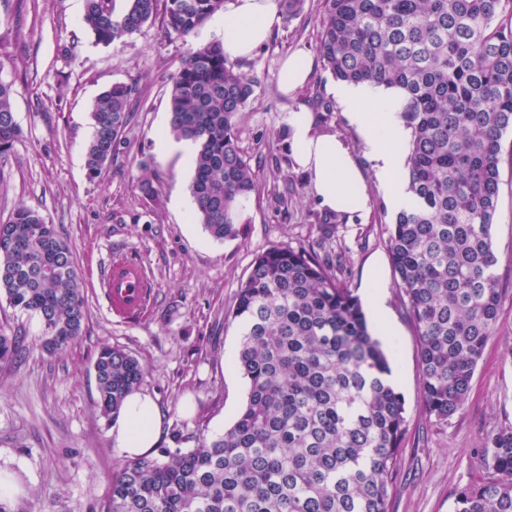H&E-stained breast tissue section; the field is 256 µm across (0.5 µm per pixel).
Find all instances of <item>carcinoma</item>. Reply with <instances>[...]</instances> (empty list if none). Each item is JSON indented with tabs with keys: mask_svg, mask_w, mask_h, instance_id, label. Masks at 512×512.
<instances>
[{
	"mask_svg": "<svg viewBox=\"0 0 512 512\" xmlns=\"http://www.w3.org/2000/svg\"><path fill=\"white\" fill-rule=\"evenodd\" d=\"M225 0H85L96 42H123L163 14L185 39ZM316 51L340 81L397 87L411 130L405 179L411 208L387 227L405 314L415 327L428 416L459 413L500 320L492 226L503 162L512 164V0H321ZM134 85L115 84L91 107L85 147L98 177L130 121ZM253 80L217 42L190 47L171 78L169 131L196 145L195 213L218 242L242 236L237 214L258 183L237 124ZM20 134L11 85L0 81V162ZM0 231V292L35 314L41 347L63 352L87 308L71 243L36 209L20 206ZM344 265L316 251L274 247L257 256L228 317L239 325L237 365L247 400L223 433L195 448L125 461L104 512H389L406 431L405 400L370 334ZM20 337L0 332V362ZM97 406L117 416L143 368L105 346L94 362ZM484 478L456 494L454 512H512V425L488 435Z\"/></svg>",
	"mask_w": 512,
	"mask_h": 512,
	"instance_id": "carcinoma-1",
	"label": "carcinoma"
}]
</instances>
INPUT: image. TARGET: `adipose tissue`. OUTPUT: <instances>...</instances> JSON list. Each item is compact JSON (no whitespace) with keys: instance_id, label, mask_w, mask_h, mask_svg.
<instances>
[{"instance_id":"ef3b65f1","label":"adipose tissue","mask_w":512,"mask_h":512,"mask_svg":"<svg viewBox=\"0 0 512 512\" xmlns=\"http://www.w3.org/2000/svg\"><path fill=\"white\" fill-rule=\"evenodd\" d=\"M280 0H228L222 13L226 57L250 55L265 42L280 19ZM333 95L356 132L366 159L397 211L411 207L412 198L398 174L405 163L400 147L410 131L401 112L399 90L369 83L337 82ZM288 146L296 164L309 173L322 208L336 213H361L368 207L363 174L345 143L332 133L316 132L307 110L290 113ZM163 412L148 393L135 391L111 421L112 445L129 458L149 454L162 437Z\"/></svg>"}]
</instances>
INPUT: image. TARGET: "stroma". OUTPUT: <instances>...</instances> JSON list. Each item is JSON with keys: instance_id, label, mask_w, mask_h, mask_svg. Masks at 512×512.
Listing matches in <instances>:
<instances>
[{"instance_id": "obj_1", "label": "stroma", "mask_w": 512, "mask_h": 512, "mask_svg": "<svg viewBox=\"0 0 512 512\" xmlns=\"http://www.w3.org/2000/svg\"><path fill=\"white\" fill-rule=\"evenodd\" d=\"M84 0H0V81L12 87L21 135L0 164V222L21 205L39 210L71 241L84 280L88 316L66 352L40 347L37 317L13 310L0 295V328L24 336L16 362L0 363V470L17 487L9 512H101L112 469L125 457L97 407L92 362L105 345L144 366L143 391L164 413L165 448H193L223 433L247 399L236 366L240 336L228 319L255 257L277 246L315 245L330 230V250L346 256L345 280L361 302L379 292L389 332L372 333L388 354L393 383L405 400L406 434L390 496V512H454L456 492L482 475L486 436L512 423V167L501 169L492 239L499 257L501 315L472 379L462 411L438 423L424 411L417 337L405 317L386 247L395 212L355 131L335 105L334 78L322 62L295 96L280 90L283 57L314 51L320 0L278 23L252 56L237 59L254 77V93L238 123L259 191L246 204V237L218 242L197 219L193 169L162 155L157 132L168 128L170 78L189 46L219 40V18L189 39L168 36L162 18L125 42L97 43L84 26ZM136 83L138 95L118 146L99 177L88 178L83 150L93 128L95 98L116 83ZM307 106L315 127L344 139L364 175L371 200L361 217L329 214L310 178L295 168L287 144L288 117ZM150 178L154 198L139 188ZM141 265L152 298L137 314L109 308L101 279L111 260Z\"/></svg>"}]
</instances>
